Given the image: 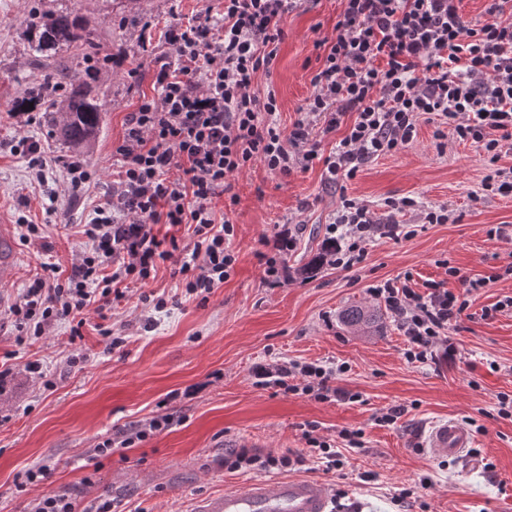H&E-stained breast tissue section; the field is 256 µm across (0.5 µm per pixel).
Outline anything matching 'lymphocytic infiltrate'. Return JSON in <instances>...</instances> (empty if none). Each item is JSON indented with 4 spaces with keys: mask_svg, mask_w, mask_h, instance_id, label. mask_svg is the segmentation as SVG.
Returning <instances> with one entry per match:
<instances>
[{
    "mask_svg": "<svg viewBox=\"0 0 512 512\" xmlns=\"http://www.w3.org/2000/svg\"><path fill=\"white\" fill-rule=\"evenodd\" d=\"M299 0H223L170 25L165 42L173 55L153 74L156 96L128 113L112 154V188L93 210L83 234L86 248L69 272L45 262L11 313L25 335L42 338L56 322L111 311L130 279L155 278L176 265L190 296H207L234 268L231 219L216 222L215 200L225 210L237 202L229 179L262 163L290 175L318 159L319 134L343 129L324 158L332 182L355 177L360 167L409 145L421 116L436 118L435 139L453 134L497 162L512 150V0H494L490 20H463L457 0H343L334 38L316 41L321 67L313 93L290 130L275 119L274 93L258 95L253 81L268 68L284 38L282 22ZM352 123H345L347 114ZM168 226L158 235L156 225ZM191 225L194 242L179 247L174 228ZM327 231L336 245L332 266L363 262L375 235L397 237L400 224L379 223L364 201L341 196ZM407 338L411 363L454 360L451 333L470 307L467 295L432 288L418 293L389 279L370 286ZM345 366L317 363L260 365V385L287 392L339 396L332 380ZM174 422L164 414L99 442L98 457L131 447Z\"/></svg>",
    "mask_w": 512,
    "mask_h": 512,
    "instance_id": "1",
    "label": "lymphocytic infiltrate"
}]
</instances>
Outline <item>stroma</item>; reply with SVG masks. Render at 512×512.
<instances>
[{"label": "stroma", "mask_w": 512, "mask_h": 512, "mask_svg": "<svg viewBox=\"0 0 512 512\" xmlns=\"http://www.w3.org/2000/svg\"><path fill=\"white\" fill-rule=\"evenodd\" d=\"M52 0H0V224L13 228L15 271L0 283V365L11 373L0 386V512H30L43 494L65 492L80 507L111 499L120 512H197L202 498L237 483L261 478L258 470L232 472L227 449L248 447L262 455L298 454L303 432L314 423L316 437L335 444L343 464L326 469L314 459L292 467L294 477L324 482L342 512H512V421L497 415L498 393H512V313L481 318L482 308L512 296V278L470 293V316L453 338L454 361L411 363L406 338L368 288L388 279L410 278L427 293L436 285L466 292L465 279L490 275L512 264V196L483 191L492 167H512V153L490 163L475 146L438 140L435 125L420 119L408 147L363 165L355 178L328 182L323 159L340 132L322 137L319 157L305 170L282 176L255 165L231 177L237 196L230 216L236 263L229 278L207 299L186 295L173 265H162L148 284L128 282L112 305L109 323L121 347L109 348L96 314H88L82 336L71 339V322L49 336L19 341L9 306L32 284L41 262L69 266L85 248L79 227L112 184V149L121 140L128 112L140 98L155 95L153 70L171 55L162 38L175 19L190 17L214 0H72L79 14L110 46L113 64L99 88L108 110L87 145L61 141L45 112L13 113L12 104L37 78L29 63L25 19ZM341 0H304L284 19L285 37L270 69L257 75L259 91L273 90L282 129L291 128L312 94L311 79L322 59L314 43L332 38ZM39 141L49 162L47 176L64 182L65 158L79 156L97 181L80 201L51 204L32 186L26 156L13 152L18 131ZM367 201L384 213L388 198L412 197L419 210L402 216L415 227L410 238L375 237L366 260L348 270L324 267L314 278L301 273L326 238L341 195ZM444 206L445 224L423 223L420 210ZM41 227L38 240L21 238V220ZM291 236L292 250L280 258V276L264 281L263 255L276 239ZM457 267L459 276L448 274ZM164 295L154 311L148 294ZM352 305L380 312L376 326L346 328L340 313ZM151 325H144V317ZM86 354L73 366L71 353ZM40 361L52 388L26 372ZM345 364L336 388L357 401L319 400L307 394L257 385L259 364ZM393 406L403 415L392 424L380 417ZM170 413L168 430L94 459L106 438L159 414ZM474 419L475 450L458 460H436L424 451L438 421ZM361 431L363 448L349 449L344 435ZM48 466L36 486L20 487L26 470Z\"/></svg>", "instance_id": "stroma-1"}]
</instances>
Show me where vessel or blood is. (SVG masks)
Listing matches in <instances>:
<instances>
[{
  "label": "vessel or blood",
  "mask_w": 512,
  "mask_h": 512,
  "mask_svg": "<svg viewBox=\"0 0 512 512\" xmlns=\"http://www.w3.org/2000/svg\"><path fill=\"white\" fill-rule=\"evenodd\" d=\"M12 233L0 226V282L12 272ZM473 445L470 430L457 420L435 424L424 451L437 459L462 456ZM198 512H333L328 487L314 478L291 477L277 481L252 480L208 499Z\"/></svg>",
  "instance_id": "obj_1"
}]
</instances>
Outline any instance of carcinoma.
<instances>
[{
    "mask_svg": "<svg viewBox=\"0 0 512 512\" xmlns=\"http://www.w3.org/2000/svg\"><path fill=\"white\" fill-rule=\"evenodd\" d=\"M28 42L29 56L41 72V82L28 87L14 101L13 111L26 112L31 104L42 106L52 114L51 122L65 142L72 146L85 143L98 131L105 111L98 83L99 74L111 64V54L104 52L96 30L65 0L33 14ZM68 51L73 52L71 64L63 67L60 55ZM334 248L333 242H325L303 271L315 274L326 265ZM377 318L376 311L358 305L341 314V321L348 328L367 329Z\"/></svg>",
    "mask_w": 512,
    "mask_h": 512,
    "instance_id": "cac0c4a2",
    "label": "carcinoma"
}]
</instances>
